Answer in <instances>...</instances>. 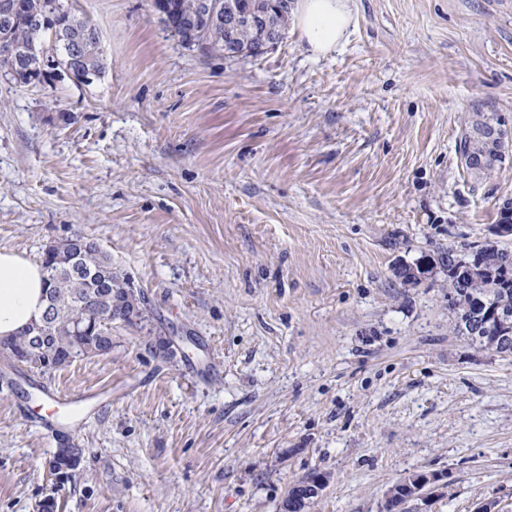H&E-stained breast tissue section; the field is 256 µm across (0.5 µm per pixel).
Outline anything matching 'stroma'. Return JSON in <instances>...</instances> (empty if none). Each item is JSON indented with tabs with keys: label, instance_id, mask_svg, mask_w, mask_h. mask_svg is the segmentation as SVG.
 I'll list each match as a JSON object with an SVG mask.
<instances>
[{
	"label": "stroma",
	"instance_id": "obj_1",
	"mask_svg": "<svg viewBox=\"0 0 512 512\" xmlns=\"http://www.w3.org/2000/svg\"><path fill=\"white\" fill-rule=\"evenodd\" d=\"M74 6L100 77L0 75V250L92 237L148 317L35 375L47 400L0 380V512H280L315 471L309 512H382L421 471L448 489L409 512L512 502V357L453 332L438 262L512 249V147L479 176L457 155L473 109L512 128V0H350L333 53L290 25L231 61L152 0ZM72 407L61 486L41 422ZM68 439L73 447L77 448V445L73 440ZM61 446H65V448H58L53 460L51 462V467L55 473L60 477H66L70 475L77 467L78 460L80 458L79 452H77L76 448L69 446L67 444H60ZM60 449L63 451L60 452Z\"/></svg>",
	"mask_w": 512,
	"mask_h": 512
}]
</instances>
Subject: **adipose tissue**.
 <instances>
[{"label": "adipose tissue", "mask_w": 512, "mask_h": 512, "mask_svg": "<svg viewBox=\"0 0 512 512\" xmlns=\"http://www.w3.org/2000/svg\"><path fill=\"white\" fill-rule=\"evenodd\" d=\"M352 15L349 0H298L295 20L309 52L316 57L334 52L344 39ZM45 285L40 264L0 251V338L16 334L41 319Z\"/></svg>", "instance_id": "adipose-tissue-1"}]
</instances>
